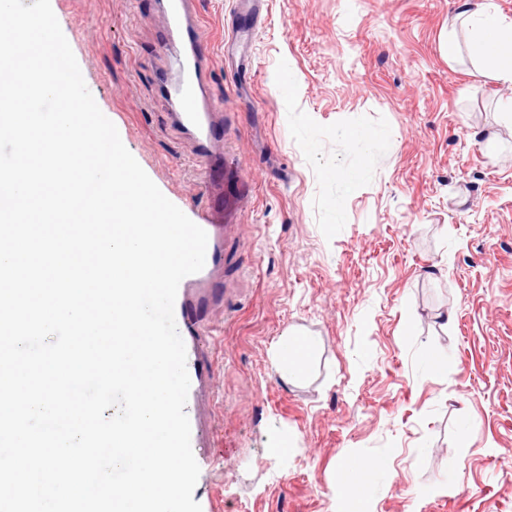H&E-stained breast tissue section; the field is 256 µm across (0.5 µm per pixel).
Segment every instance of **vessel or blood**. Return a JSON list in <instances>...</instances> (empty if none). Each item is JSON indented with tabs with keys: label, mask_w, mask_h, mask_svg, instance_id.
<instances>
[{
	"label": "vessel or blood",
	"mask_w": 512,
	"mask_h": 512,
	"mask_svg": "<svg viewBox=\"0 0 512 512\" xmlns=\"http://www.w3.org/2000/svg\"><path fill=\"white\" fill-rule=\"evenodd\" d=\"M163 17L160 48L169 59L161 73L158 90L170 109L173 124L193 143L195 157L202 165L205 190L215 186L214 166L222 156L214 137L222 117V107L211 94L212 55L208 34L196 8V0H157ZM196 223L208 235L204 268L185 277L178 288L174 314L189 356L190 396H197L210 377L212 364L202 351L210 334L208 314L223 306L224 290L215 282V273L224 264V213L205 211Z\"/></svg>",
	"instance_id": "b4317fda"
}]
</instances>
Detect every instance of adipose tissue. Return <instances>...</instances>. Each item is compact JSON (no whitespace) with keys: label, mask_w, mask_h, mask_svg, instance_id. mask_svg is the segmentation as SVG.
<instances>
[{"label":"adipose tissue","mask_w":512,"mask_h":512,"mask_svg":"<svg viewBox=\"0 0 512 512\" xmlns=\"http://www.w3.org/2000/svg\"><path fill=\"white\" fill-rule=\"evenodd\" d=\"M451 30L443 50L449 60L468 51L480 68L498 80L512 83V22L506 21L489 0L460 11L450 22ZM464 28L466 41H459L456 30Z\"/></svg>","instance_id":"obj_1"}]
</instances>
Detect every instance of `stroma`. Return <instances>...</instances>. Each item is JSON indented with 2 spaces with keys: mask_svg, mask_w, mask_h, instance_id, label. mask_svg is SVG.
I'll use <instances>...</instances> for the list:
<instances>
[{
  "mask_svg": "<svg viewBox=\"0 0 512 512\" xmlns=\"http://www.w3.org/2000/svg\"><path fill=\"white\" fill-rule=\"evenodd\" d=\"M199 2L232 290L193 405L213 436L199 495L215 512H512V84L443 54L464 0ZM51 7L152 181L188 217L212 206L157 92L154 0ZM290 333L313 341L296 380L271 361ZM358 460L372 470L338 483Z\"/></svg>",
  "mask_w": 512,
  "mask_h": 512,
  "instance_id": "obj_1",
  "label": "stroma"
}]
</instances>
